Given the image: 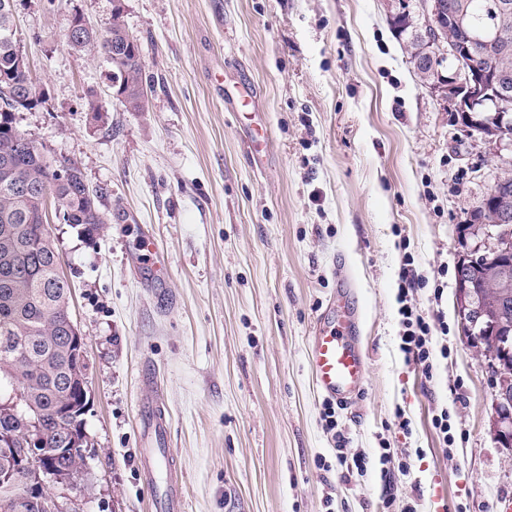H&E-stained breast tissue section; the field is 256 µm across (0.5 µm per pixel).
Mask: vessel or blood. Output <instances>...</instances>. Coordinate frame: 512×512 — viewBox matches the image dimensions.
<instances>
[{"instance_id":"b4317fda","label":"vessel or blood","mask_w":512,"mask_h":512,"mask_svg":"<svg viewBox=\"0 0 512 512\" xmlns=\"http://www.w3.org/2000/svg\"><path fill=\"white\" fill-rule=\"evenodd\" d=\"M351 294L350 276L339 273L335 294L313 324L307 351L318 389L342 407L362 396L366 373V356L361 346L362 317L351 302ZM143 417L150 445L139 448L138 457L154 512H184L177 473H170L162 485L155 479L159 468L173 463V454L166 446L165 406L159 395H151L144 402Z\"/></svg>"}]
</instances>
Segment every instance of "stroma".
<instances>
[{
	"instance_id": "obj_1",
	"label": "stroma",
	"mask_w": 512,
	"mask_h": 512,
	"mask_svg": "<svg viewBox=\"0 0 512 512\" xmlns=\"http://www.w3.org/2000/svg\"><path fill=\"white\" fill-rule=\"evenodd\" d=\"M117 2L143 49V112L113 98L104 58L65 43L74 13L98 27ZM403 5L18 0V43L50 101L17 127L47 159L80 165L107 218L91 238L48 224L86 348L85 512H152L136 459L150 378L185 512H430L437 493L447 512H512L495 380L455 304L457 227L502 166L415 75L391 22ZM237 83L267 115L260 170L247 116L224 98ZM146 233L163 267L137 264ZM343 263L368 368L356 417L336 412L330 430L306 347ZM403 297L448 326L432 374L400 349ZM340 436L368 457L363 474L343 478Z\"/></svg>"
}]
</instances>
